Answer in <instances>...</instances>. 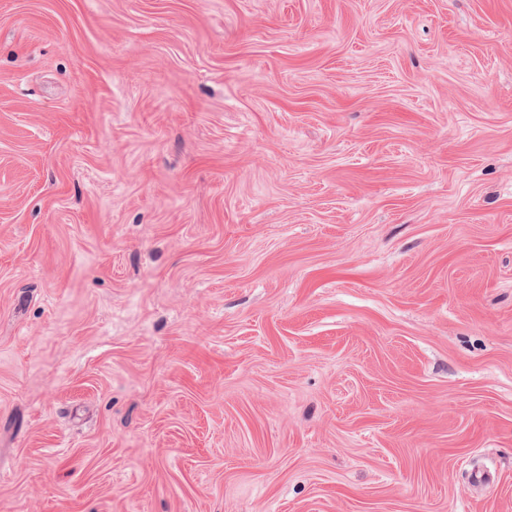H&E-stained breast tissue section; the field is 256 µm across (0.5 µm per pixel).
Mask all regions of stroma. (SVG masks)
<instances>
[{"instance_id":"1","label":"stroma","mask_w":512,"mask_h":512,"mask_svg":"<svg viewBox=\"0 0 512 512\" xmlns=\"http://www.w3.org/2000/svg\"><path fill=\"white\" fill-rule=\"evenodd\" d=\"M0 512H512V0H0Z\"/></svg>"}]
</instances>
